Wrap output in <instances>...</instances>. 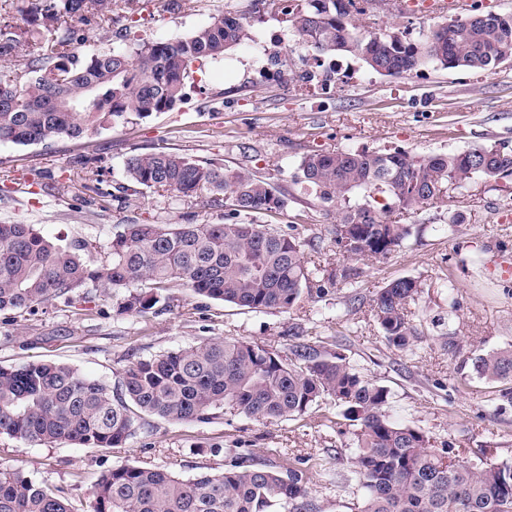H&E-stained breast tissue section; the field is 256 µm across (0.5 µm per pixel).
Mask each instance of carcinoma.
I'll use <instances>...</instances> for the list:
<instances>
[{"label": "carcinoma", "mask_w": 512, "mask_h": 512, "mask_svg": "<svg viewBox=\"0 0 512 512\" xmlns=\"http://www.w3.org/2000/svg\"><path fill=\"white\" fill-rule=\"evenodd\" d=\"M25 26L9 21L0 0V60L26 57L24 68L0 76V142L52 144L90 138L135 114L168 112L187 95L195 63L220 61L255 39L253 23L225 10L175 40L132 39L87 56L70 50L94 32L112 41V26L131 32L142 0H24ZM374 0H267L299 40L321 56H352L373 72L409 74L429 63L493 74L512 61V12H474L442 23L417 40L392 27L365 32L355 23ZM59 103L79 104L64 112ZM105 159L92 156L72 177L105 196ZM299 182L334 209V241L348 261L384 258L410 226L391 220L442 199L443 190L475 177H512V151L480 146L433 155L337 149L306 154ZM122 187L153 188L204 206H225L222 224H158L130 220L106 244L56 243L32 224H0V314L34 313L77 290L104 288L119 315L164 309L174 284L198 296L249 311L288 313L320 273L305 260L299 238L258 223L280 212L286 194L267 180L218 162L154 149L129 156ZM348 228L342 236L339 227ZM103 249V257L93 250ZM422 281H389L373 299V317L387 344L407 350L418 338L410 306ZM477 377L512 403V345L471 358ZM389 391L361 375L339 352L310 343L290 355L239 338L189 344L124 368L117 385L51 360L0 366V435L21 444L70 443L120 448L141 421L209 422L230 408L267 423L293 419L325 401L344 408L357 448L350 478L363 491L360 512H512V461L471 464L451 442L430 444L419 428L387 414ZM224 469L184 479L160 467L113 465L103 470L89 509L59 487L37 484L18 469H0V512H323L306 471L284 474L260 461L263 448H213Z\"/></svg>", "instance_id": "carcinoma-1"}]
</instances>
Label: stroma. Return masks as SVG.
<instances>
[{
  "label": "stroma",
  "instance_id": "stroma-1",
  "mask_svg": "<svg viewBox=\"0 0 512 512\" xmlns=\"http://www.w3.org/2000/svg\"><path fill=\"white\" fill-rule=\"evenodd\" d=\"M253 14L258 38L288 55L280 77L260 73L250 44L193 73L186 99L174 110L146 119L129 116L89 139L52 145L0 142V223L34 225L47 238L105 244L114 225L129 219L164 224H220L224 208L153 189L121 207L111 193L126 185L124 163L147 148L165 147L187 157L213 160L260 176L284 191L288 206L268 224L299 237L306 259L336 271L348 262L338 253L333 215L298 181L301 158L313 151L349 149L416 154L495 145L512 150V62L495 73L445 69L436 64L401 77L370 72L353 57L336 61L335 72L299 81L313 62L279 16L260 11L257 0H192L191 9L169 14L147 6L135 32L151 40L186 36L207 24L217 8ZM445 15L420 9L400 14L376 7L358 16L361 29L397 27L419 37ZM99 151L107 159L103 204L83 200L68 178L80 161ZM50 173L46 193L36 194L32 175ZM411 234L387 258L356 263L357 285L336 283L324 294L303 293L287 313L249 311L168 290L164 311L116 314L103 290L43 305L34 314H0V365L51 359L114 383L129 361L148 358L210 338L236 337L288 352L295 341L323 342L363 376L389 391L388 413L423 429L433 446L453 442L462 458L512 460V407L501 408L493 385L464 363L473 349L512 344V280L492 267L512 257V178L473 181L453 203H436L402 215ZM419 278L424 293L415 309L420 335L406 351L387 345L371 311L376 292L393 279ZM452 332L464 347L451 352L439 337ZM265 448L266 463L287 470L290 457L312 468L311 487L326 512H358L362 492L348 481L356 448L342 408L327 402L293 420L259 423L225 413L210 423L150 420L123 447L94 450L68 443L20 445L0 436V469L19 468L38 483L67 489L88 500L101 471L117 464L155 465L181 477L223 470V448Z\"/></svg>",
  "mask_w": 512,
  "mask_h": 512
}]
</instances>
